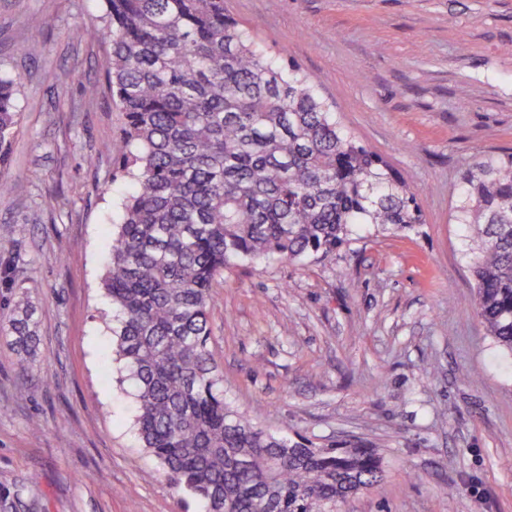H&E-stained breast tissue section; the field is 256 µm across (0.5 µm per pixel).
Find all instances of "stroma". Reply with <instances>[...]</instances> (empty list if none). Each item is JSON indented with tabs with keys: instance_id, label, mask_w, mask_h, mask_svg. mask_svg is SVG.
Returning <instances> with one entry per match:
<instances>
[{
	"instance_id": "1",
	"label": "stroma",
	"mask_w": 512,
	"mask_h": 512,
	"mask_svg": "<svg viewBox=\"0 0 512 512\" xmlns=\"http://www.w3.org/2000/svg\"><path fill=\"white\" fill-rule=\"evenodd\" d=\"M280 65L417 191L413 230L366 224L302 263L225 269L209 349L224 400L315 448L376 449L378 487L343 512H512V353L474 309L454 222L471 156L512 153V0H224ZM56 18L53 29L33 16ZM100 32L81 41L83 28ZM103 0H0V74L18 80L0 180V307L39 338L20 368L0 332V495L16 512H204L142 448L101 288L129 180L107 91ZM43 432L31 438L29 418Z\"/></svg>"
}]
</instances>
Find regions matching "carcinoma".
<instances>
[{"label": "carcinoma", "mask_w": 512, "mask_h": 512, "mask_svg": "<svg viewBox=\"0 0 512 512\" xmlns=\"http://www.w3.org/2000/svg\"><path fill=\"white\" fill-rule=\"evenodd\" d=\"M106 80L124 117L132 181L103 287L121 313L116 353L136 388L137 429L207 512H340L379 484L373 448H308L224 402L209 350L224 269L327 257L360 224L424 223L416 190L336 118L296 69L269 57L224 0H105ZM18 82L0 77V163L18 123ZM456 223L476 243L475 310L512 353V154L475 155ZM21 367L33 310L0 319Z\"/></svg>", "instance_id": "carcinoma-1"}]
</instances>
